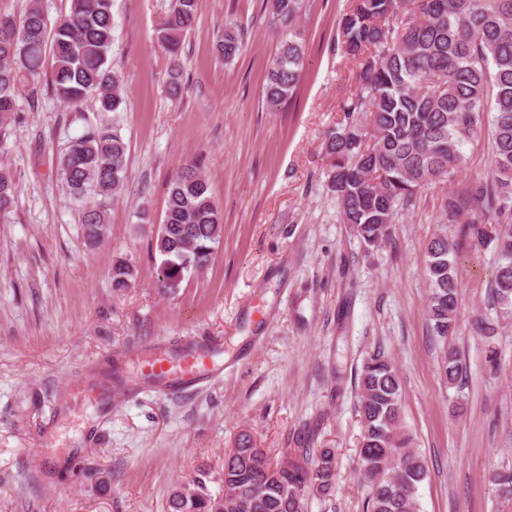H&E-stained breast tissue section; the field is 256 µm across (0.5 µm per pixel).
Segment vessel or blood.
I'll return each mask as SVG.
<instances>
[{"instance_id":"obj_1","label":"vessel or blood","mask_w":512,"mask_h":512,"mask_svg":"<svg viewBox=\"0 0 512 512\" xmlns=\"http://www.w3.org/2000/svg\"><path fill=\"white\" fill-rule=\"evenodd\" d=\"M215 355L214 349L199 347L190 350L181 362L175 363L150 349L144 355L141 370L158 384L161 391L182 393L221 374L223 367L216 362Z\"/></svg>"}]
</instances>
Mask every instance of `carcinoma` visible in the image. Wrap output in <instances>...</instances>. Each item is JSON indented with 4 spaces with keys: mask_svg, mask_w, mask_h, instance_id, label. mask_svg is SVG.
Returning a JSON list of instances; mask_svg holds the SVG:
<instances>
[{
    "mask_svg": "<svg viewBox=\"0 0 512 512\" xmlns=\"http://www.w3.org/2000/svg\"><path fill=\"white\" fill-rule=\"evenodd\" d=\"M305 0H272L274 22L292 25ZM199 0H172L158 38L172 55L195 28ZM112 0H70L69 12L52 23L39 0L22 16L0 15V145L19 95L41 94L46 61L50 88L78 107L93 98L99 112H118L124 99L112 75ZM338 46L358 69V86L341 105L343 120L325 142L328 190L343 223L368 249L388 241L393 224L424 190L451 181L463 161L461 147L487 131L491 176L471 179L442 198L439 223L464 224L475 249L494 247L498 266L491 304L512 320V0H353L338 27ZM224 60L244 50L243 36L224 24L218 43ZM305 48L279 42L267 69L263 96L277 107L295 94ZM126 174V143L114 125H90L59 161V176L81 204V230L101 243L108 208ZM17 186L0 171V217L10 213ZM223 216L207 179L187 165L171 180L155 240L160 256L156 285L174 293L191 274L208 267L217 252ZM444 231L427 244L429 282L426 321L433 333H456L458 278ZM132 269L112 265V287L129 285ZM459 350L443 349L440 371L453 384L462 377ZM361 476L368 487L365 512H419L417 489L429 472L409 448L401 417V381L392 357L377 351L358 378ZM330 448H296L294 458L271 462L252 436L239 434L224 455L223 492L208 493L197 480L171 493V512H306V492L332 488ZM489 482L512 497V468L493 470Z\"/></svg>",
    "mask_w": 512,
    "mask_h": 512,
    "instance_id": "obj_1",
    "label": "carcinoma"
}]
</instances>
